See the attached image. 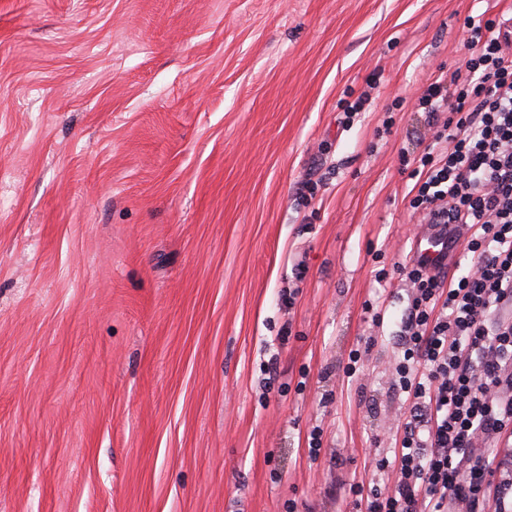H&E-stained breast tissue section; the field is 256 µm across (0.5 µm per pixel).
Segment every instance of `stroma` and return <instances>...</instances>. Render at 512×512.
I'll return each mask as SVG.
<instances>
[{
	"label": "stroma",
	"mask_w": 512,
	"mask_h": 512,
	"mask_svg": "<svg viewBox=\"0 0 512 512\" xmlns=\"http://www.w3.org/2000/svg\"><path fill=\"white\" fill-rule=\"evenodd\" d=\"M510 14L0 0V512H365L390 490L392 268L424 222L403 161L433 141L414 103L463 69L469 23Z\"/></svg>",
	"instance_id": "1"
}]
</instances>
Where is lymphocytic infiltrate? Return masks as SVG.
<instances>
[{
	"label": "lymphocytic infiltrate",
	"mask_w": 512,
	"mask_h": 512,
	"mask_svg": "<svg viewBox=\"0 0 512 512\" xmlns=\"http://www.w3.org/2000/svg\"><path fill=\"white\" fill-rule=\"evenodd\" d=\"M465 47V73L435 76L418 98L436 128L414 159L409 206L440 225L449 250L461 245L457 225L467 226L473 270L453 281L416 262L396 268L413 291L391 390L409 417L397 481L371 491L366 512H448L452 501L512 512V482L488 501L493 460L476 451L478 439L512 432V17L473 26Z\"/></svg>",
	"instance_id": "1"
}]
</instances>
